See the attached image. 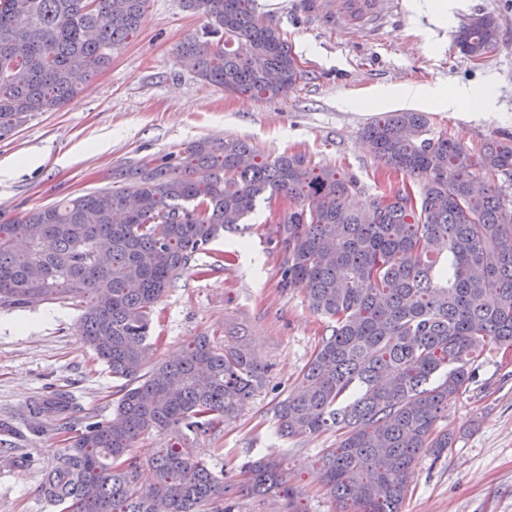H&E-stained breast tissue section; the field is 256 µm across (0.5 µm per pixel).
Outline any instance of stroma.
Wrapping results in <instances>:
<instances>
[{
	"label": "stroma",
	"mask_w": 512,
	"mask_h": 512,
	"mask_svg": "<svg viewBox=\"0 0 512 512\" xmlns=\"http://www.w3.org/2000/svg\"><path fill=\"white\" fill-rule=\"evenodd\" d=\"M308 78L287 96L259 99L200 80L180 56L181 44L202 32L204 15L180 0H148L135 35L58 112L35 113L0 138V219L114 185L113 175L137 160L179 158L206 137L243 140L265 158L304 155L312 164L352 172L369 201L389 171L363 131L378 115L426 113L470 152L489 140L512 144V0H451L439 16L430 0H374L350 18L346 0H257ZM479 13L497 16L500 45L472 60L454 45L457 30ZM405 84L489 92V111L451 112L429 101L393 98L379 90ZM353 98L367 107L349 108ZM20 167H13V160ZM287 199L258 201L237 228L198 255L157 306L158 355H180L186 340L224 331L243 335L268 368L264 385L236 418L197 452L225 482H243L244 465L264 455L285 459L308 512H335L313 465L338 434L283 439L275 410L318 348L323 318L300 291L278 286L271 229ZM469 392L449 404L442 424L457 434L447 455H423L409 475L402 512H512V350L486 351ZM121 379L112 377L82 343L80 312L58 302L0 308V512H65L42 491L46 473L87 419L111 418ZM66 391L64 412L34 416L35 401Z\"/></svg>",
	"instance_id": "35a3bbf8"
}]
</instances>
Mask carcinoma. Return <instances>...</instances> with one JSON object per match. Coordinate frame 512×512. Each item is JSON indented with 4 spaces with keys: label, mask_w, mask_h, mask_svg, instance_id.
Returning a JSON list of instances; mask_svg holds the SVG:
<instances>
[{
    "label": "carcinoma",
    "mask_w": 512,
    "mask_h": 512,
    "mask_svg": "<svg viewBox=\"0 0 512 512\" xmlns=\"http://www.w3.org/2000/svg\"><path fill=\"white\" fill-rule=\"evenodd\" d=\"M147 2L0 0V137L35 112L60 111L137 32ZM181 3L208 19L181 46L201 79L262 99L305 79L255 0ZM454 43L485 58L499 45L496 16L470 19ZM364 135L413 183L363 209L350 202L352 175L205 138L176 164H126L119 188L0 222V307H78L84 344L126 380L112 419L88 423L45 477L49 500L66 512H232L244 491L306 512L278 459L250 462L235 485L196 453L264 380L248 346L197 336L163 362L151 336L158 302L195 256L258 199L283 194L293 206L273 231L278 287L303 292L326 334L278 403L277 432L339 431L314 461L338 512H401L420 456L453 447L439 425L448 403L469 391L486 349H512V201L489 180L512 171V146L487 141L475 157L422 112L379 117ZM152 431L168 439L142 462L132 451Z\"/></svg>",
    "instance_id": "obj_1"
}]
</instances>
